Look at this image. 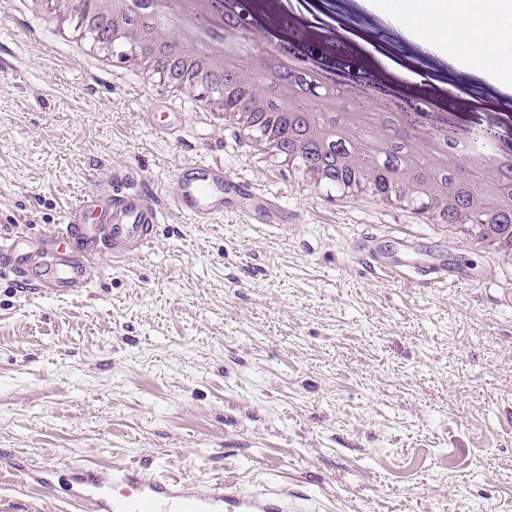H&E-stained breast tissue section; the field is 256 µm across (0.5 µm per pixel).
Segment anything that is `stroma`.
<instances>
[{"instance_id": "1", "label": "stroma", "mask_w": 512, "mask_h": 512, "mask_svg": "<svg viewBox=\"0 0 512 512\" xmlns=\"http://www.w3.org/2000/svg\"><path fill=\"white\" fill-rule=\"evenodd\" d=\"M113 78L89 35L0 18V226H63L131 172L161 192L188 160L278 196L287 226L163 209L142 254L101 257L82 295L0 277V449L56 473L0 469V512H68L72 468L150 466L199 484L288 485L317 512H512V256L433 235L405 202L349 207L335 188L249 156L195 93ZM184 112L155 134L151 103ZM368 235L456 257L466 284L391 281Z\"/></svg>"}]
</instances>
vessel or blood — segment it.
<instances>
[{
    "label": "vessel or blood",
    "mask_w": 512,
    "mask_h": 512,
    "mask_svg": "<svg viewBox=\"0 0 512 512\" xmlns=\"http://www.w3.org/2000/svg\"><path fill=\"white\" fill-rule=\"evenodd\" d=\"M164 200L198 224L227 212L257 224L288 221L274 196L245 182L227 183L223 164L196 159L183 166L164 195L135 187L124 173L115 186H94L77 199L65 213L64 229L0 231V276H11L26 292L57 298L80 295L97 258L109 254L125 259L156 241ZM397 245L393 253L369 247L366 262L390 278L414 271L432 281L464 282L447 258H421L408 239ZM70 502L76 512H308L305 498L284 485L247 491L235 481L216 480L202 489L146 469L117 467L72 472Z\"/></svg>",
    "instance_id": "vessel-or-blood-1"
}]
</instances>
